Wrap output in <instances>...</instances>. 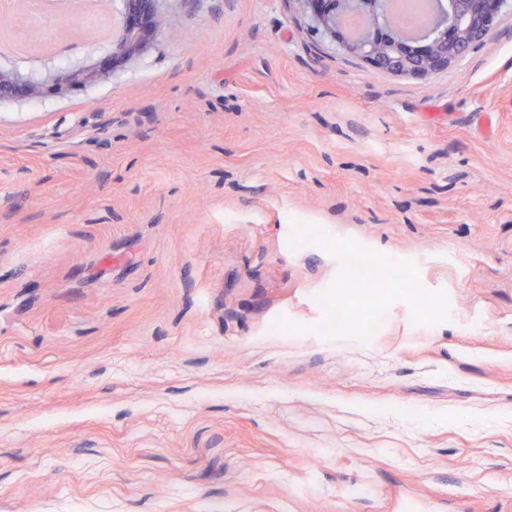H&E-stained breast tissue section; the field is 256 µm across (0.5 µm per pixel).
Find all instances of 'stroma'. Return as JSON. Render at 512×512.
Masks as SVG:
<instances>
[{"mask_svg":"<svg viewBox=\"0 0 512 512\" xmlns=\"http://www.w3.org/2000/svg\"><path fill=\"white\" fill-rule=\"evenodd\" d=\"M169 7L0 102V512H512V5L426 77ZM352 249L385 318L327 336ZM171 0H118L112 12L118 10L121 23L118 35L106 50L86 46V55L66 66L52 61L38 70L18 66H0V102L9 99L34 100L46 97L66 98L88 87L112 80L115 73L107 63L95 58H110L112 63H135L144 57L163 30L168 11L165 2Z\"/></svg>","mask_w":512,"mask_h":512,"instance_id":"stroma-1","label":"stroma"}]
</instances>
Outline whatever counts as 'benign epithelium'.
Returning <instances> with one entry per match:
<instances>
[{
  "instance_id": "obj_1",
  "label": "benign epithelium",
  "mask_w": 512,
  "mask_h": 512,
  "mask_svg": "<svg viewBox=\"0 0 512 512\" xmlns=\"http://www.w3.org/2000/svg\"><path fill=\"white\" fill-rule=\"evenodd\" d=\"M167 0H115L121 23L109 48H86V55L66 66L50 61L32 71L0 66V102L9 99L66 98L112 80L115 69L97 58L122 64L144 57L163 30ZM313 27L348 55L372 68L396 75H435L461 60L495 28L500 0H448V6L419 36L410 34L389 9V0H297ZM357 15L361 26L351 33L346 19Z\"/></svg>"
}]
</instances>
